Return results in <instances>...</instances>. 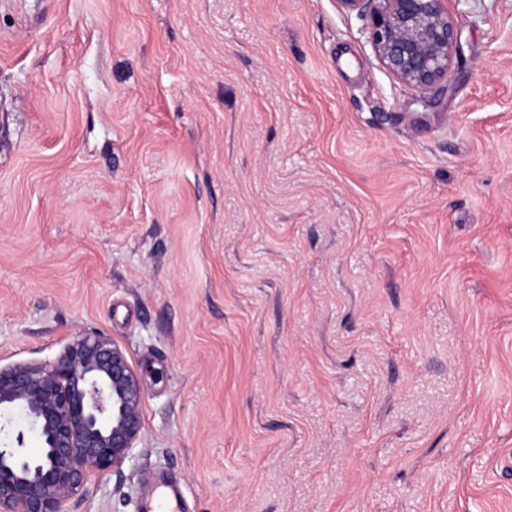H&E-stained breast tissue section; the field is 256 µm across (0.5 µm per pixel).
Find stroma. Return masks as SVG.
I'll list each match as a JSON object with an SVG mask.
<instances>
[{
	"instance_id": "obj_1",
	"label": "stroma",
	"mask_w": 512,
	"mask_h": 512,
	"mask_svg": "<svg viewBox=\"0 0 512 512\" xmlns=\"http://www.w3.org/2000/svg\"><path fill=\"white\" fill-rule=\"evenodd\" d=\"M446 91L340 0H0V366L108 337L70 512H512V0Z\"/></svg>"
}]
</instances>
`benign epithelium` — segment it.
Wrapping results in <instances>:
<instances>
[{
    "mask_svg": "<svg viewBox=\"0 0 512 512\" xmlns=\"http://www.w3.org/2000/svg\"><path fill=\"white\" fill-rule=\"evenodd\" d=\"M367 13L382 66L425 95L442 89L458 49L447 0H340ZM144 393L125 352L101 335L74 338L52 362L0 366V413L22 410L40 456L0 450V512H69L91 476L120 471L143 429Z\"/></svg>",
    "mask_w": 512,
    "mask_h": 512,
    "instance_id": "benign-epithelium-1",
    "label": "benign epithelium"
}]
</instances>
